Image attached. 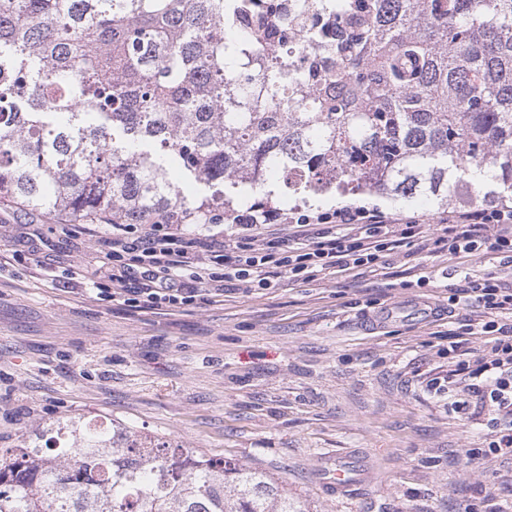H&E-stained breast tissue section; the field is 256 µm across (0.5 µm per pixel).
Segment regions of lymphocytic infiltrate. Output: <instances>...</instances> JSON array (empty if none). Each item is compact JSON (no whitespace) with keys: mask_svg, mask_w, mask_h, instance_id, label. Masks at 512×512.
<instances>
[{"mask_svg":"<svg viewBox=\"0 0 512 512\" xmlns=\"http://www.w3.org/2000/svg\"><path fill=\"white\" fill-rule=\"evenodd\" d=\"M189 233L164 218L151 224H116L100 237L101 263L112 269V293L147 306L190 305L203 287L228 283L251 291L267 288L274 275L310 282L318 275H343L385 268L398 249L425 243L427 250L452 256L483 253L512 262V206L492 203L452 209L435 216L439 231L422 239L423 218L377 207L343 205L329 209L273 210L252 206L198 217ZM235 233H224V225ZM288 233L275 235V225ZM467 300L480 308L481 322L467 324L485 337L479 356L449 342L448 374L432 378L428 390L450 399L462 418L481 421L484 445L469 449L474 459L512 456V283L490 273H465Z\"/></svg>","mask_w":512,"mask_h":512,"instance_id":"lymphocytic-infiltrate-1","label":"lymphocytic infiltrate"}]
</instances>
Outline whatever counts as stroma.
<instances>
[{
    "instance_id": "obj_1",
    "label": "stroma",
    "mask_w": 512,
    "mask_h": 512,
    "mask_svg": "<svg viewBox=\"0 0 512 512\" xmlns=\"http://www.w3.org/2000/svg\"><path fill=\"white\" fill-rule=\"evenodd\" d=\"M59 222L0 204V448L93 419L262 469L312 512H512V458L470 459L480 425L426 388L448 367L449 324L479 309L364 327L400 300L449 305L462 271L510 282L512 264L401 251L382 273L136 308L98 274L96 238ZM339 453L372 470L343 499L316 476Z\"/></svg>"
}]
</instances>
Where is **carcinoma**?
I'll return each mask as SVG.
<instances>
[{
	"label": "carcinoma",
	"instance_id": "obj_1",
	"mask_svg": "<svg viewBox=\"0 0 512 512\" xmlns=\"http://www.w3.org/2000/svg\"><path fill=\"white\" fill-rule=\"evenodd\" d=\"M464 186L512 198V0H0V201L151 224ZM69 426L0 451V512H310L263 470Z\"/></svg>",
	"mask_w": 512,
	"mask_h": 512
}]
</instances>
